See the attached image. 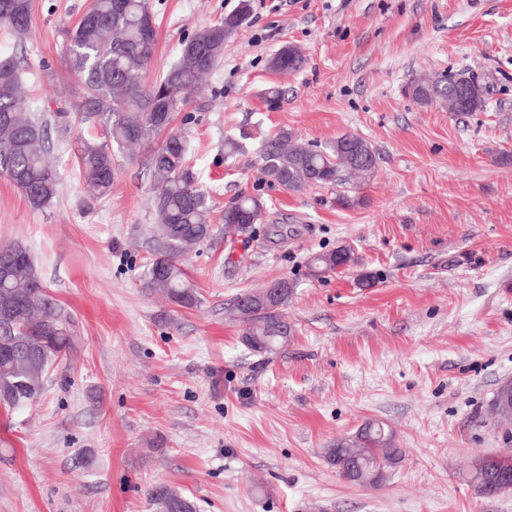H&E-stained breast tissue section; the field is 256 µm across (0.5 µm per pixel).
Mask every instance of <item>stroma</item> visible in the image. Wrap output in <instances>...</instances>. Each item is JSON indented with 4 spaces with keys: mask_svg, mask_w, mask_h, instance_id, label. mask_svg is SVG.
Here are the masks:
<instances>
[{
    "mask_svg": "<svg viewBox=\"0 0 512 512\" xmlns=\"http://www.w3.org/2000/svg\"><path fill=\"white\" fill-rule=\"evenodd\" d=\"M89 2L33 0L25 35L0 28L61 174L42 211L0 177V244L28 248L73 335L39 402L0 409V512H153L159 482L199 512H512V493L469 483L476 458L512 454L490 411L512 380V0H251L174 122L215 219L213 239L185 256L191 308L143 286L154 143L117 153L107 197L83 190L73 145L103 130L78 120L63 51ZM238 2L150 0L148 78ZM285 45L304 54L301 70L271 68ZM447 71L477 77L484 111L454 116L405 95L411 79ZM274 88L284 97L271 107ZM282 129L318 146L366 139L378 165L362 204L263 180L260 144ZM228 136L242 154L225 157ZM242 191L266 217L259 237L231 240L221 217ZM341 245L356 264L309 278L308 258ZM278 278L297 283L284 309L294 333L279 354H250L224 309ZM368 421L403 451L376 486L325 459Z\"/></svg>",
    "mask_w": 512,
    "mask_h": 512,
    "instance_id": "35a3bbf8",
    "label": "stroma"
}]
</instances>
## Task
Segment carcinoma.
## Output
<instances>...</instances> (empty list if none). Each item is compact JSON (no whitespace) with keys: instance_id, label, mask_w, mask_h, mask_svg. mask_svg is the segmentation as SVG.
Returning a JSON list of instances; mask_svg holds the SVG:
<instances>
[{"instance_id":"carcinoma-1","label":"carcinoma","mask_w":512,"mask_h":512,"mask_svg":"<svg viewBox=\"0 0 512 512\" xmlns=\"http://www.w3.org/2000/svg\"><path fill=\"white\" fill-rule=\"evenodd\" d=\"M31 10L32 0H0V25L23 34ZM249 13L250 0H240L233 12L197 30L182 42L176 62L150 83L146 75L157 31L149 0H121L118 7L115 0H91L86 12L67 30L66 65L78 82L81 120L99 122L105 129L103 137L81 139L74 145L85 192L96 199L108 196L115 151L165 134L150 155L158 223L151 227L153 258L145 279L147 288L180 307L197 304L198 297L178 256L211 239L213 220L209 195L197 180L186 137L168 127L199 79L224 58L225 42L246 24ZM197 48L209 50L203 64L194 58ZM305 62L298 48L285 46L274 54L270 65L276 71H297ZM460 87L471 92L463 110L456 104L455 91ZM406 93L421 105L440 106L455 114L486 108L485 88L464 72L413 79ZM46 130L47 122L35 117L23 97L19 66L12 56L0 53V176L10 180L35 210L50 207L59 191V175L46 158ZM260 159V175L266 181L287 193H300L312 186L331 189L341 208L362 202L354 192L377 166L375 151L356 134L341 135L319 147L293 142L292 133L285 129L263 142ZM264 214L259 197L240 193L224 206V231L253 238ZM352 262V249L339 246L315 254L309 272L321 278ZM279 283L278 301L265 304L261 291H249L236 296L226 311L227 319L242 327V344L259 354H276L288 345L291 326L282 310L293 296L295 284L285 278ZM7 308L12 316L0 322V348L15 341L21 349L12 359L0 358V390L9 393L0 406L20 409L40 397L48 369L69 352L72 337L69 317L48 295L28 250L17 242L0 245V312ZM356 436L352 452L367 455V483L377 485L384 480L381 462L401 453L396 436L383 424L370 421ZM343 444L341 440L326 449V459L350 480L354 462ZM147 496L154 512H198L193 500L166 483L150 487Z\"/></svg>"}]
</instances>
